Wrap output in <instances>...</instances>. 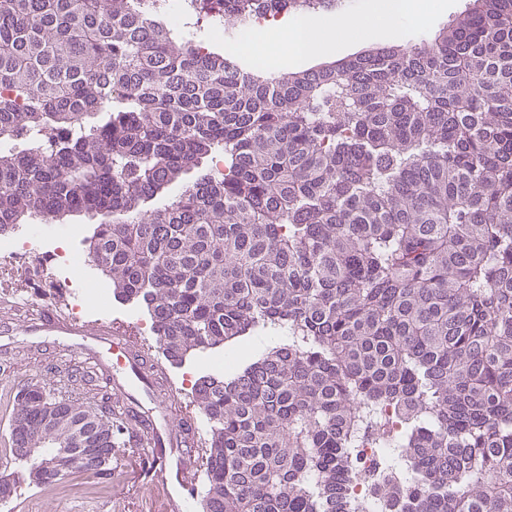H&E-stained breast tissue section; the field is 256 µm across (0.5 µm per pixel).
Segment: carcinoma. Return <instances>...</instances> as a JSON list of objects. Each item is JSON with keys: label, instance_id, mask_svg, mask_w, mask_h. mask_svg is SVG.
<instances>
[{"label": "carcinoma", "instance_id": "obj_1", "mask_svg": "<svg viewBox=\"0 0 512 512\" xmlns=\"http://www.w3.org/2000/svg\"><path fill=\"white\" fill-rule=\"evenodd\" d=\"M190 2L229 36L339 0ZM0 86V139L28 144L0 157V228L97 221L88 261L172 363L275 337L195 388L206 512H351L362 421L378 503L512 512V0L279 75L206 50L159 0H0ZM49 412L76 448L130 443L106 393L21 389L3 507L21 482L112 480L45 465Z\"/></svg>", "mask_w": 512, "mask_h": 512}]
</instances>
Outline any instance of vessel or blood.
Here are the masks:
<instances>
[{"label":"vessel or blood","mask_w":512,"mask_h":512,"mask_svg":"<svg viewBox=\"0 0 512 512\" xmlns=\"http://www.w3.org/2000/svg\"><path fill=\"white\" fill-rule=\"evenodd\" d=\"M1 336H25L34 344L46 339L93 343L98 358L112 381V407L119 412L129 432L139 444L157 449L159 456L150 471L154 481L168 491L169 512H190L185 496L192 490L194 456L200 444L193 419L172 421L168 404L156 400L154 382L169 384L167 371L149 363L144 347L131 337L114 333L104 319L92 324H79L54 306L41 308L31 322L16 326L0 322Z\"/></svg>","instance_id":"b4317fda"}]
</instances>
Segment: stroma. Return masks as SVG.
Returning <instances> with one entry per match:
<instances>
[{"label": "stroma", "instance_id": "stroma-1", "mask_svg": "<svg viewBox=\"0 0 512 512\" xmlns=\"http://www.w3.org/2000/svg\"><path fill=\"white\" fill-rule=\"evenodd\" d=\"M469 0H437L425 13L413 11L400 16L387 39L388 44L414 42L434 36L460 14ZM373 39L359 37L328 53L302 60L281 56L275 65L279 72H299L317 68L334 60L358 55L376 47ZM95 221L76 216L63 221H31L19 225L15 231L0 235L1 243L37 242L40 250L16 257L11 263L0 264V316L4 315V301H15L29 306L53 304L66 308L69 295L54 284V266L45 251L55 244L71 246L75 255L86 257L88 240L94 232ZM78 287L96 283L101 298L93 302L97 316H107L131 329L146 342L149 357L166 367L179 402L193 406V388L197 380L210 372L207 360L189 359L182 365L168 363L156 341L151 321L144 308L135 302L117 301L110 281L96 267L84 265L80 275L74 276ZM89 357L66 344L47 342L30 345L25 337L0 340V434L5 433L13 416L16 394L27 383L53 387L59 371L88 365ZM112 482L104 485L90 475L69 478L45 488L21 486L13 501V512H167V493L151 483L145 473L143 451L130 448L112 463Z\"/></svg>", "mask_w": 512, "mask_h": 512}]
</instances>
